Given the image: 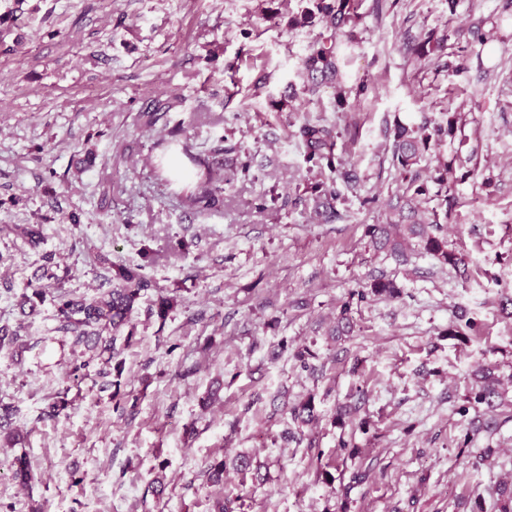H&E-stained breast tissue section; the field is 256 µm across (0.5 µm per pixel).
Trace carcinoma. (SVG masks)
<instances>
[{"label": "carcinoma", "instance_id": "carcinoma-1", "mask_svg": "<svg viewBox=\"0 0 512 512\" xmlns=\"http://www.w3.org/2000/svg\"><path fill=\"white\" fill-rule=\"evenodd\" d=\"M306 6L291 19V24L300 27L320 28L319 38L310 46L308 54L302 61L300 74L303 77L302 92H314L326 86L335 89L338 105L347 103L351 92L361 94L366 84H360L353 90L343 81V67L346 55L341 50L339 37L346 36L355 40L356 29L363 23L361 7L363 0H305ZM447 37L437 36L429 31L416 41L405 46L407 55L416 60L429 58L445 47ZM457 129V116L452 113L443 124L422 125L409 128L397 126L392 145L393 160L402 173L407 174L422 158L431 141H441L451 137ZM298 136L305 148V159L308 162L326 163L331 177L327 182L316 183L311 187L315 209L318 215L327 219L338 216L336 203L341 197L338 185L347 189L353 188L354 177L334 165V150L337 134L333 128L318 121H308L300 126ZM186 157L190 161L195 158L189 149L179 148V143L171 141L158 157L156 169L166 185H175L188 200L189 206L199 212H212L224 205V177L213 176V169L198 175L189 169L181 160ZM413 190L410 199L404 205L395 208L393 218L386 224H372L367 227L366 234L374 250L385 252L397 262L406 265L415 251L431 256L439 264L449 266L463 275L467 272L466 262L462 254L448 248V236L444 225L440 223L437 210H418L416 202L420 197L429 194L425 184H410ZM143 266L134 268L119 266L115 270L112 289L100 297L87 299L75 297L63 290V278L49 265L42 267L41 274L27 282L18 296L17 305L22 313L34 315L39 305L45 301L46 290L41 288L40 280L47 278L57 282L53 301L56 305L57 319L60 329L75 337L76 342L91 348H98L101 353L113 359L116 336L125 335L129 342L135 336L136 325L132 322L135 305L142 292L151 286L150 280L142 273ZM387 298H398L403 289L398 283L383 275L375 277L366 289L357 292L358 300L367 294ZM353 327L351 305L345 303L336 318L334 336H345ZM8 349L15 356L21 354L25 344L20 342L18 331L6 326L0 327V349ZM476 388L473 401L496 407L503 397L499 390V380L491 367L481 366L474 372ZM292 419L301 424L309 425L318 419L315 396L309 395L290 408ZM0 441L8 446H15L24 441L23 435L12 427L11 408L0 404Z\"/></svg>", "mask_w": 512, "mask_h": 512}]
</instances>
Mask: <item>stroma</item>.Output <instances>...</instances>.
I'll return each instance as SVG.
<instances>
[{
	"label": "stroma",
	"mask_w": 512,
	"mask_h": 512,
	"mask_svg": "<svg viewBox=\"0 0 512 512\" xmlns=\"http://www.w3.org/2000/svg\"><path fill=\"white\" fill-rule=\"evenodd\" d=\"M300 0H0V326L29 343L0 351V402L26 441L0 448V512H207L218 495L244 512H495L512 482V408L461 413L474 371L493 367L512 399V6L506 0H365L346 83L367 92L337 106L333 91L288 100L318 30L290 22ZM484 17L487 43L466 59L411 64L419 34L467 29ZM235 72H227L228 63ZM167 114L145 127L141 112ZM455 137L431 143L419 166L431 183L457 165L448 242L467 275L430 256L412 265L369 249L408 192L392 162L396 124L445 122ZM223 115L221 125L206 114ZM321 119L339 131L335 154L359 186L339 219L313 209L323 172L306 163L298 130ZM187 141L200 165L222 157L224 206L191 213L155 176L154 145ZM249 172H241L242 160ZM279 200L257 205L270 193ZM79 214L72 224L71 214ZM40 230L37 240L20 226ZM183 251L173 255L169 242ZM53 260L65 290L92 297L117 266L151 281L134 313L136 337L117 340L118 363L94 358L59 329L52 301L23 316L15 291ZM396 279L397 299L350 301L372 276ZM176 297L166 320L148 313ZM351 303L353 332L329 329ZM478 331L456 335L464 319ZM311 348L316 373L295 354ZM86 365L81 390L70 372ZM223 384L211 409L200 400ZM120 394L124 412L113 409ZM314 395L320 422L308 448L287 409ZM67 414L51 418L52 397ZM361 400L360 420L336 406ZM194 426L186 437V426ZM265 481L242 478L240 454ZM26 455L28 485L11 462ZM483 457L476 469L464 458ZM224 458V482L208 464ZM328 464L334 478L317 474ZM367 480L350 486L354 470ZM164 473L163 498L149 486Z\"/></svg>",
	"instance_id": "1"
}]
</instances>
